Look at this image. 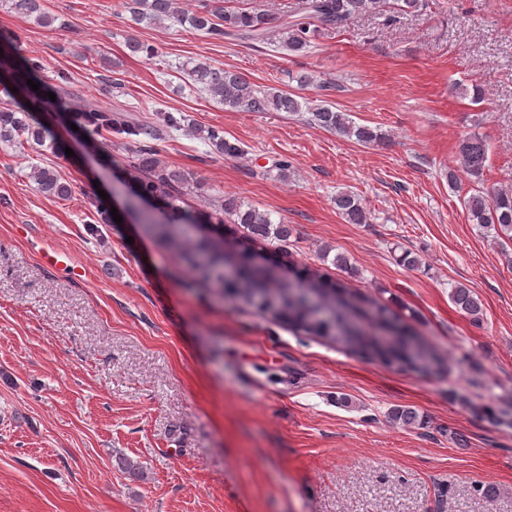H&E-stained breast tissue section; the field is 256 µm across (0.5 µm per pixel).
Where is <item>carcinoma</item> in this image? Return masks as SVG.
I'll return each instance as SVG.
<instances>
[{
    "label": "carcinoma",
    "mask_w": 512,
    "mask_h": 512,
    "mask_svg": "<svg viewBox=\"0 0 512 512\" xmlns=\"http://www.w3.org/2000/svg\"><path fill=\"white\" fill-rule=\"evenodd\" d=\"M10 9L37 24L50 27L56 21L42 0H8ZM386 0H302V16H289L279 23L284 46L291 52L306 51L312 38L321 30L344 27L351 19L383 11ZM126 8L137 23H155L165 18L187 23L205 37L221 40L236 39L261 43L268 39L273 19L257 10L216 7L192 13L183 12L179 0H130ZM0 82L18 89L17 96L32 104V108L0 110V142L29 145L36 149L45 145L57 149L58 143L49 138L43 124L32 119L33 109L50 102L47 90L33 91L27 80H36L44 70L42 61L25 58L18 62L13 53L17 41L0 38ZM201 86L210 98L231 109L248 112H309L310 124L328 132L352 138L359 143L373 144L383 139L375 128L357 125L332 104L303 108L295 95L281 90H265L252 83L245 75L225 69H215L204 62L191 68H176ZM56 98L70 99L74 111L61 113L62 119L79 127L90 139L106 131L116 135L132 148V160L127 169V180L137 186V197L159 195L166 201L172 214L170 226L151 229L150 235L164 250L183 261L195 282L207 287L211 294L234 304L268 314L293 330L308 336L320 337L343 349L359 353L400 369L430 374L440 370L443 358L436 348L419 338L411 337L413 330L390 307L372 303L367 308L344 297L345 288L328 285L321 278H286L272 267L251 265L246 254H240L238 272L232 278L224 277L223 219H214L207 211L189 212L179 205L182 184L186 178L166 172L157 165V141L165 131L185 129L184 117L162 112L152 118H134L110 108H104L69 92L66 78H61L55 90ZM195 133L206 144L226 159H237L244 150L224 138L219 127L197 129ZM489 145L486 139L470 133L458 141V157L463 170L476 181H481L486 167ZM33 177L39 191L48 196L64 198L71 194L69 184L61 181L57 172L36 167ZM336 208L351 224L368 223L367 213L359 199L349 193L336 195ZM464 205L474 224L494 231L500 245L512 242V189L502 188L487 195H471ZM232 223L246 229L248 237L257 243L278 245L288 243L293 228L289 224L274 223L270 216L253 206L228 198L222 207ZM450 299L466 316L478 320L483 316L481 298L468 286L458 284L451 290ZM388 419L401 427L421 425L419 413L409 406H396L388 412Z\"/></svg>",
    "instance_id": "obj_1"
}]
</instances>
